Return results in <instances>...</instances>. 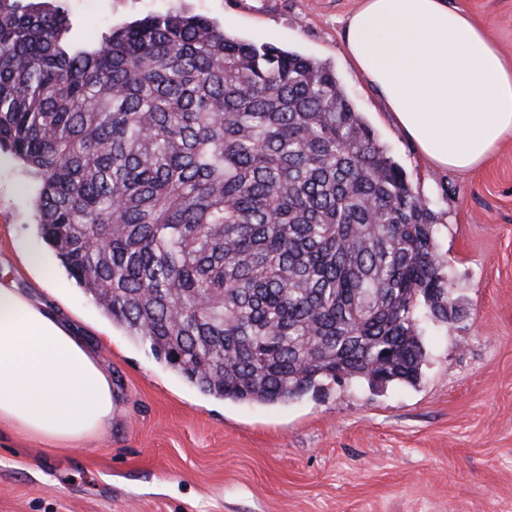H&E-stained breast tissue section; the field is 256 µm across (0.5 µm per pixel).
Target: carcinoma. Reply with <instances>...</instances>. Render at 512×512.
Returning <instances> with one entry per match:
<instances>
[{
	"label": "carcinoma",
	"mask_w": 512,
	"mask_h": 512,
	"mask_svg": "<svg viewBox=\"0 0 512 512\" xmlns=\"http://www.w3.org/2000/svg\"><path fill=\"white\" fill-rule=\"evenodd\" d=\"M0 149L69 278L204 394L416 384L459 306L435 213L326 65L161 13L86 41L0 0Z\"/></svg>",
	"instance_id": "carcinoma-1"
}]
</instances>
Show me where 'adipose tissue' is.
Here are the masks:
<instances>
[{"mask_svg":"<svg viewBox=\"0 0 512 512\" xmlns=\"http://www.w3.org/2000/svg\"><path fill=\"white\" fill-rule=\"evenodd\" d=\"M343 40L426 165L468 172L512 138V67L448 0H360ZM114 407L112 376L74 326L0 281V423L66 447Z\"/></svg>","mask_w":512,"mask_h":512,"instance_id":"adipose-tissue-1","label":"adipose tissue"}]
</instances>
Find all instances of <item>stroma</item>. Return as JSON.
<instances>
[{"label": "stroma", "instance_id": "35a3bbf8", "mask_svg": "<svg viewBox=\"0 0 512 512\" xmlns=\"http://www.w3.org/2000/svg\"><path fill=\"white\" fill-rule=\"evenodd\" d=\"M512 65V0H454ZM358 0H102L119 26L167 11L329 66L377 140L429 200L464 318L428 322L417 385L326 384L284 404L200 393L113 327L78 286L48 296L34 182L0 154V278L50 302L112 375L98 437L54 450L0 428V512H512V139L474 171L430 169L352 66Z\"/></svg>", "mask_w": 512, "mask_h": 512}]
</instances>
